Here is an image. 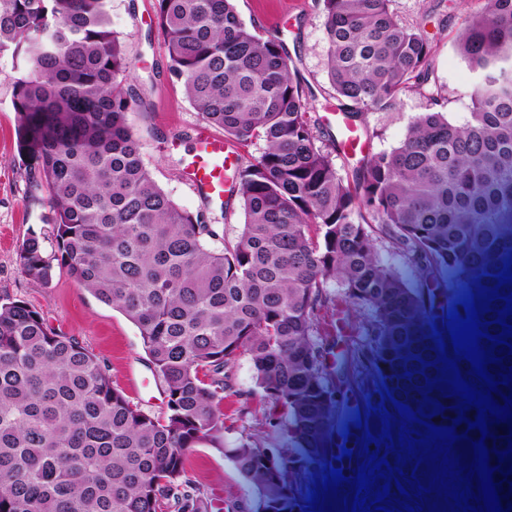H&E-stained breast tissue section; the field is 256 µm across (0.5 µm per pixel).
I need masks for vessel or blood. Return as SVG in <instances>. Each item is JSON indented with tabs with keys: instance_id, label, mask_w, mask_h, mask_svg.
Here are the masks:
<instances>
[{
	"instance_id": "b4317fda",
	"label": "vessel or blood",
	"mask_w": 512,
	"mask_h": 512,
	"mask_svg": "<svg viewBox=\"0 0 512 512\" xmlns=\"http://www.w3.org/2000/svg\"><path fill=\"white\" fill-rule=\"evenodd\" d=\"M334 123L338 134V143L342 152L348 157H356L364 153L367 142L363 139L358 128L342 113L334 112ZM237 153L233 145L226 143L223 138L205 133L196 139L194 153L190 162L184 169V177L192 190L206 200L223 198L228 188L227 173L235 165ZM359 405L357 400L347 403L346 428L349 430L345 448H333L329 458L334 468L340 469L343 475H351L355 461L343 457V449H356L361 435L360 428L356 426L355 413Z\"/></svg>"
}]
</instances>
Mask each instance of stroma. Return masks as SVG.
<instances>
[{
	"instance_id": "35a3bbf8",
	"label": "stroma",
	"mask_w": 512,
	"mask_h": 512,
	"mask_svg": "<svg viewBox=\"0 0 512 512\" xmlns=\"http://www.w3.org/2000/svg\"><path fill=\"white\" fill-rule=\"evenodd\" d=\"M240 18L260 36L280 32L293 67L306 92L309 117L319 130H326L334 92L326 74L327 38L325 15L318 0H235ZM483 0H391L390 8L403 24L424 29L432 40L433 79L442 87L449 120L463 125L471 120L470 97L474 73L457 53L454 42L466 16L478 13ZM112 28L125 46L131 62L127 83L143 94L144 112L130 114L129 123L141 142L144 163L157 184L182 208L210 215L224 212V234L237 236L243 222L239 198L226 207L207 204L194 195L182 176V169L194 140L206 124L185 99L179 85L168 78V49L155 19L154 0H111ZM18 76L11 58H0V298L22 299L43 312L57 332L79 339L109 369L118 389L126 387L127 367L145 376L150 387L135 396L145 412L158 416L165 410L164 383L151 369L138 328L121 312L98 301L57 267L49 284L27 279L20 271L17 254L30 235L40 236L46 252H53L52 227L43 223L41 205L25 196L24 169L17 154V114L12 91ZM426 110L423 98L406 93L395 108L369 110L356 124L369 144L370 153L389 151L404 141L410 123ZM329 298L318 315L319 337L328 354L327 372L339 392L357 396L363 408L372 409L373 419L394 411L368 361L358 356V347L368 339L359 318L346 315L342 287L329 281ZM234 391L219 402L228 426L227 446L252 437L269 449L285 447L279 426L283 410L263 399L257 388L251 363L240 358L234 371ZM186 476L201 489L211 504L209 512L221 505H253L255 497L232 462L221 450L203 444L186 459Z\"/></svg>"
}]
</instances>
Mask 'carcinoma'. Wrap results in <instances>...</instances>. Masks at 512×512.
Segmentation results:
<instances>
[{
    "label": "carcinoma",
    "instance_id": "obj_1",
    "mask_svg": "<svg viewBox=\"0 0 512 512\" xmlns=\"http://www.w3.org/2000/svg\"><path fill=\"white\" fill-rule=\"evenodd\" d=\"M110 0H0V55L13 87L26 197L48 208L54 252L26 239L18 263L47 284L53 265L125 315L164 382L152 416L112 384L76 337L27 302L0 303V512H208L186 478L187 451L224 455L251 487L255 512H298L299 471L322 456L334 412L316 337L324 284L368 314L367 359L383 388L420 420L446 426L458 398L428 379L452 372L432 338L424 296L379 258L372 225L421 273L459 278L458 293L498 284L512 259V0H485L456 50L478 74L472 121L458 126L430 86L433 46L399 23L391 0H318L326 73L353 119L400 95L429 102L390 152L339 177L337 144L317 134L279 33L249 28L233 0H156L169 75L224 138L257 156L230 175L243 224L180 208L152 179L128 116L145 106L112 30ZM248 356L257 387L286 413L288 447H224L218 401ZM445 406L439 412L434 402ZM224 212V235L228 239H233L237 236L241 229V224H243V212L238 196L229 200Z\"/></svg>",
    "mask_w": 512,
    "mask_h": 512
}]
</instances>
